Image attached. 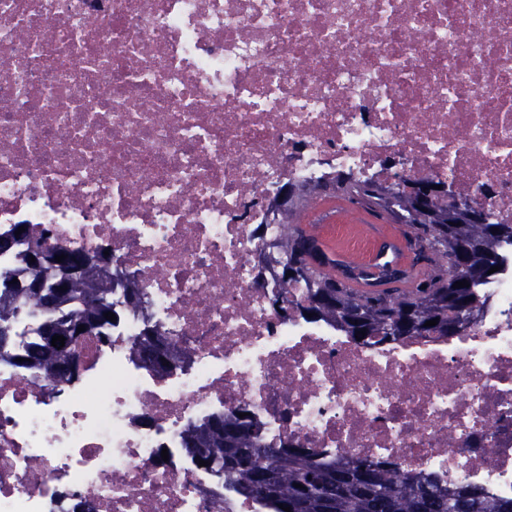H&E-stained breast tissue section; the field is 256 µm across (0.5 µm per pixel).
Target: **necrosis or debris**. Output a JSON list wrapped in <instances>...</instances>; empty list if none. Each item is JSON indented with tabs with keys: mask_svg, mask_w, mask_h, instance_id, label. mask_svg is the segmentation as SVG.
Listing matches in <instances>:
<instances>
[{
	"mask_svg": "<svg viewBox=\"0 0 512 512\" xmlns=\"http://www.w3.org/2000/svg\"><path fill=\"white\" fill-rule=\"evenodd\" d=\"M395 159L512 224V0H0V234L107 251L149 305L114 287L62 384L0 357V512H255L181 446L237 409L512 498V245L445 339L354 345L258 275L284 186ZM149 326L172 373L131 354Z\"/></svg>",
	"mask_w": 512,
	"mask_h": 512,
	"instance_id": "necrosis-or-debris-1",
	"label": "necrosis or debris"
}]
</instances>
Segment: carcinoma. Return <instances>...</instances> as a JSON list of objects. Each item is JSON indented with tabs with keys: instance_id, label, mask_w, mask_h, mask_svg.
Wrapping results in <instances>:
<instances>
[{
	"instance_id": "obj_1",
	"label": "carcinoma",
	"mask_w": 512,
	"mask_h": 512,
	"mask_svg": "<svg viewBox=\"0 0 512 512\" xmlns=\"http://www.w3.org/2000/svg\"><path fill=\"white\" fill-rule=\"evenodd\" d=\"M330 196L352 200L392 224L411 228L408 248L429 268L427 275L414 287L402 288L405 271L384 264L378 277L393 287L358 294L345 287V281L367 278L369 272L343 270L337 277L322 272L321 268L336 265V259L317 238L302 232L298 216L309 203ZM281 224L283 238L276 245L283 257L280 264L294 267L296 277L284 282L277 276L278 285H305L307 305L301 312L339 325L353 341L357 332L365 331L362 345L406 340L388 334L387 324L412 312L424 320H437L430 333L452 336L461 309L466 306L472 312L478 307L482 283L494 277L488 270L501 266L499 249L512 245V224H498L485 215L478 224L454 226L448 220V203L437 196L425 208L416 209L398 189L350 177L337 176L325 189L320 184L296 187ZM23 261V286L0 290V325L13 323L21 310L37 311L50 299L54 311L44 319L37 339L24 348L25 361L17 366L62 383L70 376L69 365L77 354V328L109 323L104 314L112 311L108 302L115 285L112 265L104 262L89 276L67 279L58 266L31 263L28 252ZM462 280L469 286L454 287ZM35 282L43 294L32 288ZM56 334L65 338L60 349L51 343ZM170 345L159 330L147 329L134 338L132 351L145 366L164 374L174 370L160 359V352ZM182 442L194 453V461L207 460L205 469L224 473V488L234 497L252 501L265 512H284L281 503L290 512H512V499L493 498L474 485L443 489L427 477L408 473L397 460L327 459L309 448L268 445L253 417L241 418L236 411L190 423Z\"/></svg>"
}]
</instances>
